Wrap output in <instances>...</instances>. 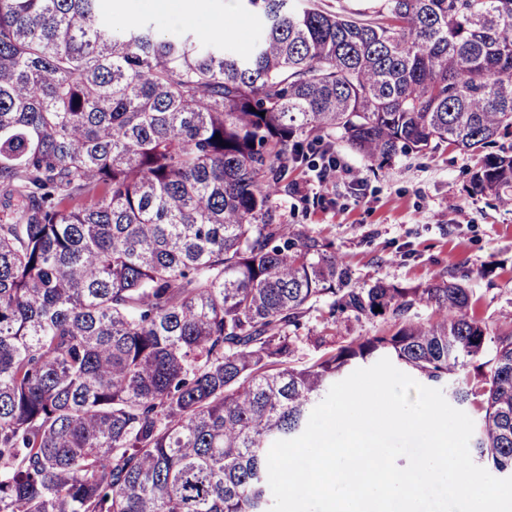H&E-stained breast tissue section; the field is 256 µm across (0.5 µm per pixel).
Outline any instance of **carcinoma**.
Segmentation results:
<instances>
[{"mask_svg":"<svg viewBox=\"0 0 512 512\" xmlns=\"http://www.w3.org/2000/svg\"><path fill=\"white\" fill-rule=\"evenodd\" d=\"M243 8L263 30L234 51L114 30L105 0H0V512H270L272 444L383 357L512 477V324L454 276L360 288L272 204L303 135L380 168L480 152L473 189L512 204V0ZM343 315L388 326L338 341Z\"/></svg>","mask_w":512,"mask_h":512,"instance_id":"1","label":"carcinoma"}]
</instances>
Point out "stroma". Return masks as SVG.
Segmentation results:
<instances>
[{
    "instance_id": "stroma-1",
    "label": "stroma",
    "mask_w": 512,
    "mask_h": 512,
    "mask_svg": "<svg viewBox=\"0 0 512 512\" xmlns=\"http://www.w3.org/2000/svg\"><path fill=\"white\" fill-rule=\"evenodd\" d=\"M112 8L160 18L172 33L221 23L232 46H247L263 27L261 17H242L239 0H199L185 12L157 0H112ZM329 154L335 163L325 178L319 156L290 162V187L273 199L284 223L332 240L360 287L464 275L481 319L512 321V205L473 192L477 156L444 145L378 168L338 140Z\"/></svg>"
}]
</instances>
